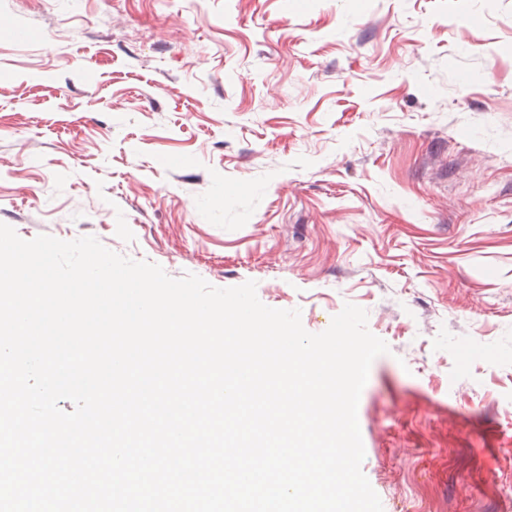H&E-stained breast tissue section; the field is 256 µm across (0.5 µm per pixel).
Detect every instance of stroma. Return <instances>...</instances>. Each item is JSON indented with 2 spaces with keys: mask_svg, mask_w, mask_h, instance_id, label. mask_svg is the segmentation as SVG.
Instances as JSON below:
<instances>
[{
  "mask_svg": "<svg viewBox=\"0 0 512 512\" xmlns=\"http://www.w3.org/2000/svg\"><path fill=\"white\" fill-rule=\"evenodd\" d=\"M0 223L362 307L384 512H512V0H0Z\"/></svg>",
  "mask_w": 512,
  "mask_h": 512,
  "instance_id": "1",
  "label": "stroma"
}]
</instances>
